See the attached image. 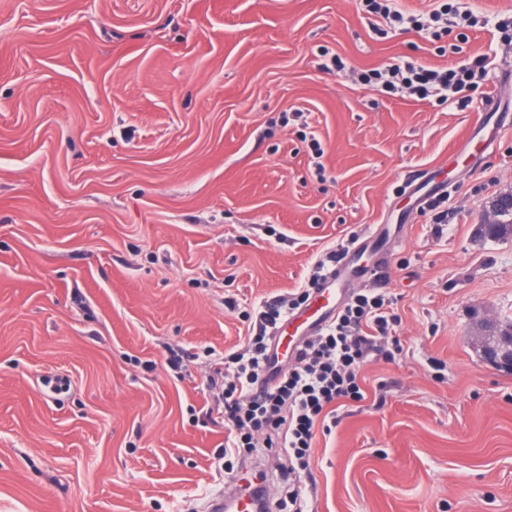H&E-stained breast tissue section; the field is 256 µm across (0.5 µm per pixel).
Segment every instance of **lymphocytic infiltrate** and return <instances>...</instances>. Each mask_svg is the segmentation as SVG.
I'll list each match as a JSON object with an SVG mask.
<instances>
[{
    "instance_id": "f902f5d3",
    "label": "lymphocytic infiltrate",
    "mask_w": 512,
    "mask_h": 512,
    "mask_svg": "<svg viewBox=\"0 0 512 512\" xmlns=\"http://www.w3.org/2000/svg\"><path fill=\"white\" fill-rule=\"evenodd\" d=\"M374 32L385 36L414 30L433 38L452 36L455 29L477 25L494 27L502 38L512 37V20L478 19L462 10L458 0H441L426 14L398 9L395 0H365ZM484 55L464 58L451 69H432L400 57L385 71L374 73L386 92L394 97L411 94L464 108L474 100L488 73ZM336 252L314 266L308 289L279 306H260L254 312L256 332L243 350L224 361V382L218 396L228 430L224 440L226 470L237 460L260 456L262 449H280L286 466L282 475L288 503L303 512L302 476L307 471L316 430L337 407L364 400L359 367L379 341H387L394 352L402 343L394 331L398 317L390 311L391 301L372 292L352 293L334 322L301 345L297 357L275 382L266 378L268 333L309 298L327 264Z\"/></svg>"
}]
</instances>
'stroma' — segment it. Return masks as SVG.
Wrapping results in <instances>:
<instances>
[{"label": "stroma", "mask_w": 512, "mask_h": 512, "mask_svg": "<svg viewBox=\"0 0 512 512\" xmlns=\"http://www.w3.org/2000/svg\"><path fill=\"white\" fill-rule=\"evenodd\" d=\"M466 34L379 38L360 0H0V512H205L211 352L378 227L361 287L394 298L402 351L317 435L306 508L512 512V374L470 343L512 318V237L474 232L512 192V44ZM478 54L464 109L361 78Z\"/></svg>", "instance_id": "obj_1"}]
</instances>
